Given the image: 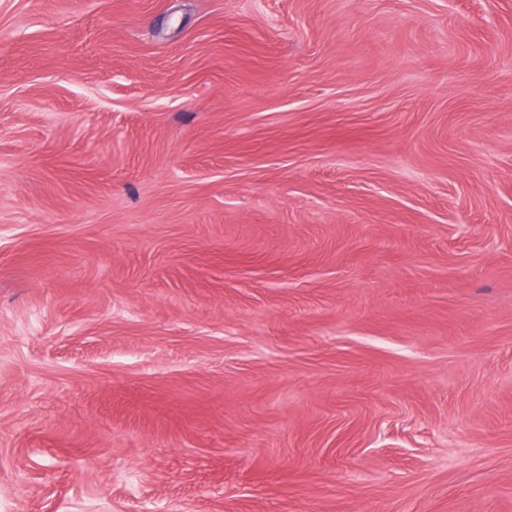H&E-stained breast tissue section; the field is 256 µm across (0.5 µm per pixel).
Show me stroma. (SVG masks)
Instances as JSON below:
<instances>
[{
	"label": "stroma",
	"mask_w": 512,
	"mask_h": 512,
	"mask_svg": "<svg viewBox=\"0 0 512 512\" xmlns=\"http://www.w3.org/2000/svg\"><path fill=\"white\" fill-rule=\"evenodd\" d=\"M0 512H512V0H0Z\"/></svg>",
	"instance_id": "35a3bbf8"
}]
</instances>
